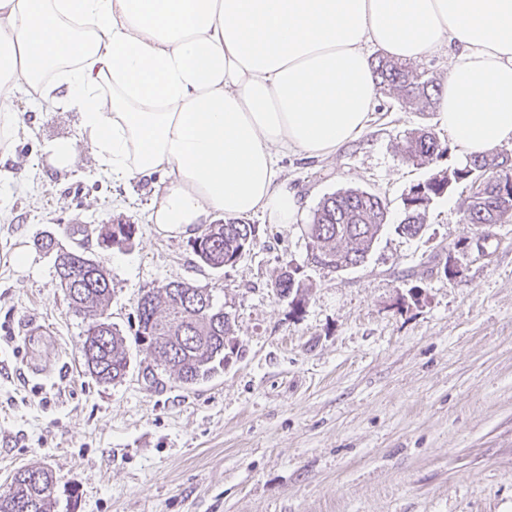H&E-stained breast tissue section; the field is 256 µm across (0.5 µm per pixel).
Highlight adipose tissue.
<instances>
[{
	"label": "adipose tissue",
	"mask_w": 512,
	"mask_h": 512,
	"mask_svg": "<svg viewBox=\"0 0 512 512\" xmlns=\"http://www.w3.org/2000/svg\"><path fill=\"white\" fill-rule=\"evenodd\" d=\"M447 48L439 121L463 157L512 145V0H0V150L18 87L76 111L113 180L164 181L150 220L195 236L216 215L294 223L282 161L368 126V47Z\"/></svg>",
	"instance_id": "obj_1"
}]
</instances>
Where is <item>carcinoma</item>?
Masks as SVG:
<instances>
[{"mask_svg": "<svg viewBox=\"0 0 512 512\" xmlns=\"http://www.w3.org/2000/svg\"><path fill=\"white\" fill-rule=\"evenodd\" d=\"M378 87L402 104L425 112L434 107L438 85L401 61L379 57L372 62ZM402 156L418 165H430L446 152L435 132L419 128L400 146ZM477 186L463 203V221L477 229L498 224L509 215L512 196L502 201L501 184H512V158L490 152L470 157L460 168L437 171L412 185L403 199L404 218L395 230L415 238L425 229L431 203L460 183ZM387 226V204L377 194L346 189L323 198L307 225L308 247L313 261L334 271H344L365 262L374 243ZM136 225L118 218L112 221V245L130 244ZM256 241L255 226L239 219L211 224L191 240L199 262L211 269L233 266ZM59 287L74 311L85 317L100 316L105 328L85 335L82 355L92 377L102 384L121 381L129 366L126 336L109 322L106 311L112 297L111 280L100 264L78 250L60 247L55 253ZM278 296L290 298L293 309L303 301L304 285L295 271L284 269L274 281ZM231 324L224 307L212 291L189 283L171 281L142 294L136 307L134 342L146 348L156 365L173 370L189 387L209 379L226 360ZM53 476L35 466L19 468L0 500L9 502V512H52Z\"/></svg>", "mask_w": 512, "mask_h": 512, "instance_id": "carcinoma-1", "label": "carcinoma"}]
</instances>
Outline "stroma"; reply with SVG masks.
Returning a JSON list of instances; mask_svg holds the SVG:
<instances>
[{
  "label": "stroma",
  "mask_w": 512,
  "mask_h": 512,
  "mask_svg": "<svg viewBox=\"0 0 512 512\" xmlns=\"http://www.w3.org/2000/svg\"><path fill=\"white\" fill-rule=\"evenodd\" d=\"M13 105L25 132L0 155V491L37 465L55 478L53 512H512V217L465 224L460 183L421 237L395 230L430 171L399 154L405 135L435 129L447 151L433 168L463 163L436 111L382 92L358 140L286 159L297 222L251 217L250 254L214 270L151 224L155 180L118 185L98 167L76 112L44 111L26 89ZM57 138L74 142L64 170L43 154ZM346 188L385 199L388 225L366 262L336 272L312 261L306 230ZM120 216L134 244L99 246ZM45 236L107 270V315L127 335L143 292L211 289L232 322L228 364L187 388L134 344L124 379L98 383L55 255L34 246ZM288 265L307 287L297 310L272 287Z\"/></svg>",
  "instance_id": "stroma-1"
}]
</instances>
